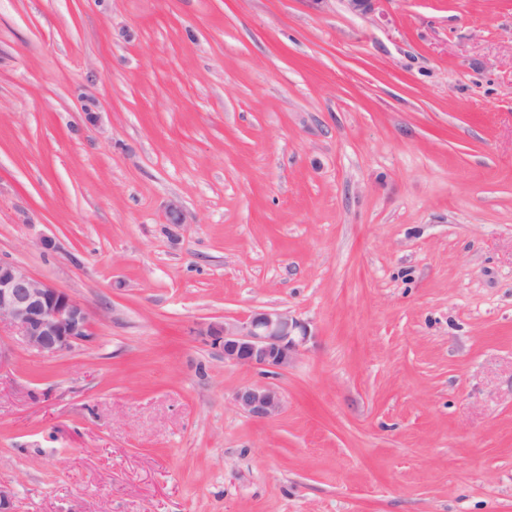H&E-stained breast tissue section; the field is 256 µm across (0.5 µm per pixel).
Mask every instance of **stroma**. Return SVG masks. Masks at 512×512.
Instances as JSON below:
<instances>
[{
  "mask_svg": "<svg viewBox=\"0 0 512 512\" xmlns=\"http://www.w3.org/2000/svg\"><path fill=\"white\" fill-rule=\"evenodd\" d=\"M0 259L92 332L0 326L18 512H512V0H0ZM201 336L223 355L225 363L264 370H285L307 336L302 322L286 310L259 311L246 321L212 323ZM236 407L258 420L276 417L283 408L281 392L265 383L250 384L240 389L235 397Z\"/></svg>",
  "mask_w": 512,
  "mask_h": 512,
  "instance_id": "stroma-1",
  "label": "stroma"
}]
</instances>
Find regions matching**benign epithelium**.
<instances>
[{"mask_svg":"<svg viewBox=\"0 0 512 512\" xmlns=\"http://www.w3.org/2000/svg\"><path fill=\"white\" fill-rule=\"evenodd\" d=\"M10 325L25 345L44 357L57 356L91 336L88 309L68 293L40 281L23 267L0 260V324ZM205 335L224 362L264 370H285L307 336L302 322L286 310L259 311L243 322L212 323ZM236 407L258 420L276 417L281 392L250 384L235 397Z\"/></svg>","mask_w":512,"mask_h":512,"instance_id":"7a95c632","label":"benign epithelium"}]
</instances>
